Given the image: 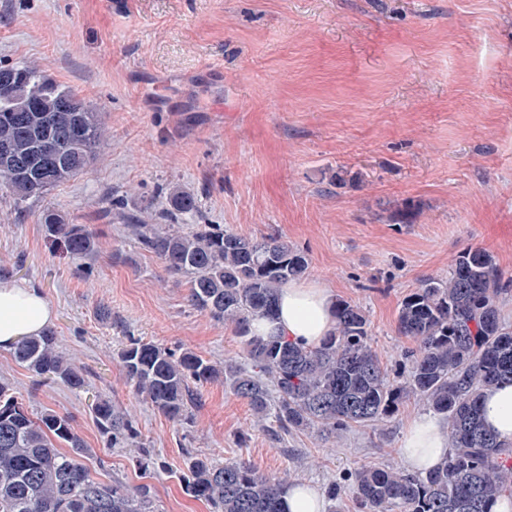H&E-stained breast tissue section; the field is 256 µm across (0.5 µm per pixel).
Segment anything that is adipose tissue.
<instances>
[{"instance_id":"obj_1","label":"adipose tissue","mask_w":512,"mask_h":512,"mask_svg":"<svg viewBox=\"0 0 512 512\" xmlns=\"http://www.w3.org/2000/svg\"><path fill=\"white\" fill-rule=\"evenodd\" d=\"M332 289L314 281H292L279 292L274 317H254L253 333L280 336L306 347L320 346L336 327ZM54 319V310L38 288L0 280V350L39 334ZM484 423L497 439L512 446V384L488 388L481 400ZM449 451L447 426L431 412L418 414L407 427L400 452L410 471L432 469Z\"/></svg>"}]
</instances>
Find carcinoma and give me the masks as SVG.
I'll use <instances>...</instances> for the list:
<instances>
[{"label":"carcinoma","instance_id":"carcinoma-1","mask_svg":"<svg viewBox=\"0 0 512 512\" xmlns=\"http://www.w3.org/2000/svg\"><path fill=\"white\" fill-rule=\"evenodd\" d=\"M75 97L35 67L0 65V149H7L0 153L1 192L19 202L38 199L93 162L105 132L103 113L75 111ZM167 200L165 221L197 211L194 196L177 186ZM122 220L166 272L189 277L191 306L231 326L245 356L243 364L229 359L220 368L193 351L128 337L119 363L136 394L157 412L179 424L192 421L200 387L222 378L248 402L256 422L311 430L334 442L353 426L393 416L413 398L445 420L448 456L426 474L357 467L350 479L359 512H490L495 500L512 494V447L490 434L481 418L482 392L512 382V325L499 308L512 277L491 253L464 250L447 279L422 278L402 299L396 328L414 346L402 352V379L392 381L372 348L365 312L349 300L336 303V331L316 348L252 333L254 316L273 317L279 289L307 274L304 251L221 224L170 230L133 213ZM41 224L52 250L71 261L95 249L85 224H70L53 210L42 213ZM13 357L43 379L85 388L84 370L59 350L50 330L19 342ZM91 412L112 447L137 448L140 459L151 462L128 411L98 396ZM87 454L69 415L32 418L10 383L0 380V512H157L150 488L99 481L82 462ZM183 484L211 512H280L284 479L246 461L195 457Z\"/></svg>","mask_w":512,"mask_h":512}]
</instances>
